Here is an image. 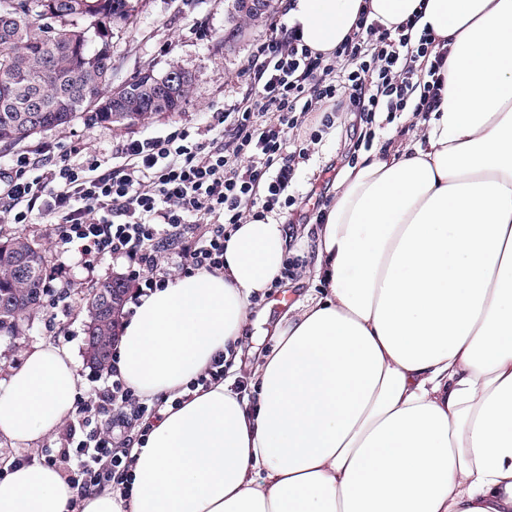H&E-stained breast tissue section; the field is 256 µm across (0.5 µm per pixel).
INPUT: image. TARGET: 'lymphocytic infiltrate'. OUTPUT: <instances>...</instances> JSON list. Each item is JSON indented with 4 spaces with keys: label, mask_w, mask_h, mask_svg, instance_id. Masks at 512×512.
I'll return each instance as SVG.
<instances>
[{
    "label": "lymphocytic infiltrate",
    "mask_w": 512,
    "mask_h": 512,
    "mask_svg": "<svg viewBox=\"0 0 512 512\" xmlns=\"http://www.w3.org/2000/svg\"><path fill=\"white\" fill-rule=\"evenodd\" d=\"M417 17L385 28L360 13L332 55L313 51L296 27L276 21L275 37L248 59L246 106L214 112L221 138L189 127L164 137L123 144L125 165L97 156L72 162L68 153L34 160L19 156L0 183V224H49L58 263L43 287L51 308L68 303L73 280L67 256L87 271L104 258L123 260L128 303L165 288L173 275L224 271V242L246 208L292 207L289 189L297 160L318 133L294 138L299 118L319 113L332 128L338 113L372 127L378 113L431 112L443 83L442 55ZM103 383L80 400L58 447L42 449L45 463L80 495L130 488V450L161 421L167 401L139 393L109 354ZM78 499L72 508H79Z\"/></svg>",
    "instance_id": "f902f5d3"
}]
</instances>
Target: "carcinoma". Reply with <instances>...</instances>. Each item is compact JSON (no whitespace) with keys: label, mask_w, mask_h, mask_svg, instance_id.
I'll use <instances>...</instances> for the list:
<instances>
[{"label":"carcinoma","mask_w":512,"mask_h":512,"mask_svg":"<svg viewBox=\"0 0 512 512\" xmlns=\"http://www.w3.org/2000/svg\"><path fill=\"white\" fill-rule=\"evenodd\" d=\"M19 14L10 37L0 36V79L12 86L8 99L0 97V143L25 141L34 133L29 104L41 101L40 131L65 127L79 118L90 122L112 121V113L85 112L82 90L102 91L111 85L112 56L103 37L115 27L130 24L138 0H17ZM102 37L82 45L85 29ZM129 103L152 112H177L189 89L176 88L160 95L153 77L138 72L130 77ZM0 248V333H18L21 323L38 317L44 306L43 256L27 238L14 236ZM90 317L88 335L112 342L115 322L101 296L86 301Z\"/></svg>","instance_id":"cac0c4a2"}]
</instances>
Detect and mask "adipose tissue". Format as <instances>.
<instances>
[{"label": "adipose tissue", "mask_w": 512, "mask_h": 512, "mask_svg": "<svg viewBox=\"0 0 512 512\" xmlns=\"http://www.w3.org/2000/svg\"><path fill=\"white\" fill-rule=\"evenodd\" d=\"M329 53L361 11L415 12L447 50L434 111L338 183L316 232L321 294L293 306L249 398L218 384L131 450V491L83 512H512V0H286ZM282 219L228 234L224 272L177 277L125 320L118 367L174 396L216 353L238 361L255 298L281 276ZM70 351L37 343L0 379L22 447L76 410ZM51 466L0 459V512H68Z\"/></svg>", "instance_id": "1"}]
</instances>
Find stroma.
<instances>
[{"label":"stroma","mask_w":512,"mask_h":512,"mask_svg":"<svg viewBox=\"0 0 512 512\" xmlns=\"http://www.w3.org/2000/svg\"><path fill=\"white\" fill-rule=\"evenodd\" d=\"M272 22L269 15L242 19L234 0H139L134 24L112 32V82L121 84L146 68L162 72L169 65H181L194 77L181 109L131 124H87L79 120L16 146L0 143V170L10 168L18 155L34 158L45 149L70 144L112 167L120 165L117 148L125 141L163 136L180 125L209 130L213 112L241 100L245 91L242 67L256 48L270 39ZM358 136L352 128L351 115L342 114L333 128L322 131L319 143L296 167V207L305 219L288 225L287 250L289 256L299 258L300 264L292 276L283 279L279 287L268 289L255 303L253 319L257 333L246 337L250 352L242 356L231 374L236 390L248 388L256 357L274 349L275 334L284 324L288 309L319 289L314 279L316 218L328 198L335 195V183L344 172L339 163L341 155L347 154L352 140ZM123 271L122 264L109 258L102 260L94 278L83 280L78 298L56 320H49L43 313L32 326L24 328L22 335L0 333V378L21 364L24 351L32 344L64 345L75 357L82 397L92 396L98 384L85 359L84 298Z\"/></svg>","instance_id":"1"}]
</instances>
